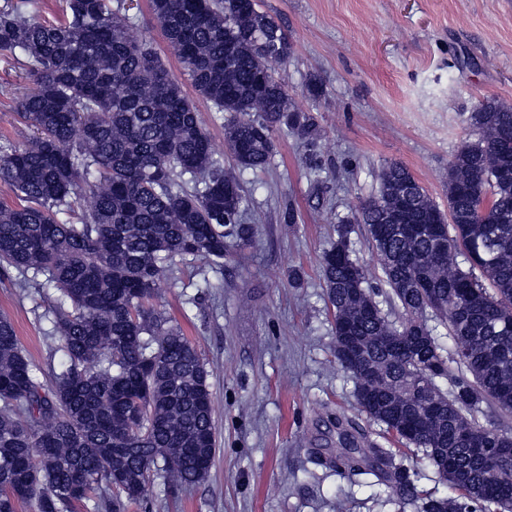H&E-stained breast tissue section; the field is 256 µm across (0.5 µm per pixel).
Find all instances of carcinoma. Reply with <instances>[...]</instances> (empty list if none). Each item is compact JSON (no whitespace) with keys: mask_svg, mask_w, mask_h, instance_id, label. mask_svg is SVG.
I'll return each instance as SVG.
<instances>
[{"mask_svg":"<svg viewBox=\"0 0 512 512\" xmlns=\"http://www.w3.org/2000/svg\"><path fill=\"white\" fill-rule=\"evenodd\" d=\"M149 6L195 90L228 114L224 142L238 168L269 164L278 126L316 146L314 118L275 76L293 44L259 0ZM0 56L33 82L15 107L18 141L0 148V179L18 199L0 205V265L56 290L55 330L68 359L45 388L0 317V512L20 503L67 512L85 500L119 512L144 501L152 472L182 488L212 465L214 369L152 299L177 261L221 270L229 244L250 241L252 226L239 221L245 197L125 0H64L56 21L7 5ZM468 121L476 138L448 166V212L405 165L389 162L321 260L336 327L361 304L373 317L354 325L355 335L420 339L411 354L367 346L365 359L382 373L369 393L360 365L336 360L360 409L422 452L453 496L425 495L419 473L392 449L362 448L345 430L325 463L373 477L399 500L422 502V512H512V452L499 455L512 449V434L474 417L483 404L512 411V107L485 99ZM71 212L74 220H59ZM441 219L436 233L398 231ZM354 223L366 226L380 272L353 257ZM384 301L404 319L391 320ZM429 316L446 326L454 353ZM427 398L438 415L425 427ZM461 430L484 440L496 467L469 452Z\"/></svg>","mask_w":512,"mask_h":512,"instance_id":"obj_1","label":"carcinoma"}]
</instances>
